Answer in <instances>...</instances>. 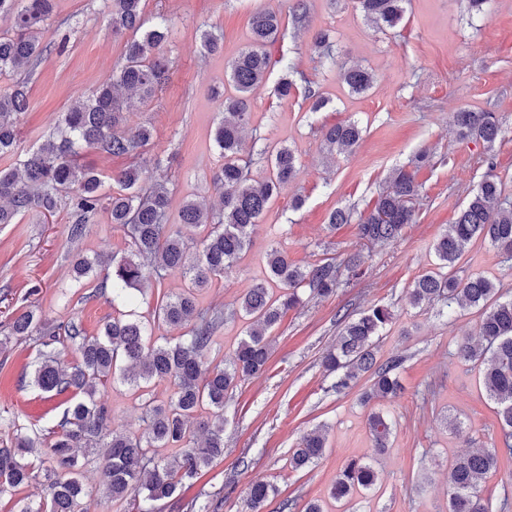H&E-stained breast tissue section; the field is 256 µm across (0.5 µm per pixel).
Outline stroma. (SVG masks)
Returning a JSON list of instances; mask_svg holds the SVG:
<instances>
[{"label":"stroma","instance_id":"1","mask_svg":"<svg viewBox=\"0 0 512 512\" xmlns=\"http://www.w3.org/2000/svg\"><path fill=\"white\" fill-rule=\"evenodd\" d=\"M291 0H144L145 19L164 14L170 37L164 47L169 79L155 98L129 113L131 125H148L153 137L144 155L160 161L154 174L174 191L171 212L184 196L215 205L210 182L222 164L214 146L218 102L211 89L224 82L228 58L238 54L249 36V19L260 6L287 12ZM305 27L288 29L269 48L272 67L251 99L252 122L244 141L261 134L268 145H287L298 158L297 173L263 218L254 246L224 278L213 280L199 299L203 304H232L264 278L263 255L273 246L307 267L327 257L337 261L361 257V275L342 272L336 292L326 298L304 297L275 330L276 345L267 371L238 385L224 410V459L196 483L166 502L163 512H186L205 493L222 490L217 512H248L253 482L273 483L278 493L263 512H279L282 500L304 507L323 503L325 512H448L449 473L453 460L472 448L497 445L500 420L471 364L456 356L458 341L473 333L476 309L447 308L432 301L413 306L414 281L433 268L434 245L448 224L487 178L501 180L512 196V0H491L487 15L470 13L467 0H407L402 22L378 30L355 0H307ZM331 30L336 61L320 63L316 33ZM224 38V50L204 53L201 34ZM50 50L29 79V108L18 117L21 148L42 143L61 112L111 82L122 62L123 39L113 37L102 0H54L50 25L42 32ZM288 60L314 81L327 99L319 112L308 110L301 91L280 98L276 86L281 60ZM359 65L374 83L365 94L350 93L338 74L341 65ZM462 109L496 112L504 133L493 148L459 139L453 116ZM351 120L362 139L351 154L329 156L322 126ZM427 160L416 164L418 153ZM413 172L420 186L415 220L389 245L367 248L357 224L327 227L330 213L344 208L354 215L374 210L395 169ZM301 206H294V198ZM70 216L57 212L43 218L27 214L0 225V322L23 307L45 318L82 321L88 333L127 310L111 294L83 301L93 281L77 284L71 276L76 253L124 254L128 239L99 212L79 241L68 235ZM459 276L480 274L499 282L503 299H512V261L482 240L465 248ZM396 314L377 342V359L401 358L402 390L381 408L394 423L392 446L374 448L368 428L369 409L361 404L368 378L336 392V375L321 359L336 341L343 314L374 306ZM39 346L34 337H15L0 346V417L48 425L65 407V396L50 397L30 384ZM98 399L115 421L141 431L139 401L125 386L100 388ZM460 422L454 434L449 421ZM322 426L327 430L323 457L294 472L288 456L301 436ZM371 463L378 480L370 492L337 506L329 496L340 467L349 459ZM482 497L489 512L512 500V455L500 453L496 472L484 480Z\"/></svg>","mask_w":512,"mask_h":512}]
</instances>
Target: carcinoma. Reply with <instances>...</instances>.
I'll use <instances>...</instances> for the list:
<instances>
[{
	"label": "carcinoma",
	"instance_id": "obj_1",
	"mask_svg": "<svg viewBox=\"0 0 512 512\" xmlns=\"http://www.w3.org/2000/svg\"><path fill=\"white\" fill-rule=\"evenodd\" d=\"M143 0H103L112 35L127 37L123 61L112 82L61 113L39 147L17 151L16 120L28 107L27 82H16L8 93L0 92V155L15 158L13 167L0 169V224L38 213L45 217L59 210L69 212L70 239H81L89 221L101 210L110 213L129 238L127 253L89 258L77 254L72 263L78 283L112 268V297L131 306L135 293L162 285L167 274L178 270L186 286L175 294L158 296L156 305L143 315L134 310L112 318L90 335L75 319L54 324L34 309L13 317L5 338L35 336L40 346L31 374L32 383L45 394L68 395L59 420L46 430L8 421L10 444L0 447V495L41 481L43 500L26 504L19 512H95L97 501L86 487L83 467L92 464L100 472L103 496L121 504L123 512H158L156 504L174 498L183 485L206 474L224 459V408L229 393L242 381L266 370L273 352L271 331L282 315L295 307L300 292L326 297L339 286L340 267L332 261L307 269L296 266L279 247L266 251L267 279L254 284L230 307L200 305L197 292L237 263L252 247L257 228L272 199L288 187L296 173L297 156L286 145H263L245 153L240 137L251 118V96L267 79L271 60L267 46L283 39L287 28L272 8H259L250 19L247 45L227 62L225 79L232 93L221 100L222 110L214 136L224 164L211 178L221 192L217 208H205L186 198L178 222L170 223L173 190L153 179L150 161L144 159L110 177L112 188L96 171L77 163L86 148L112 156L139 155L152 138L147 125L131 127L126 115L136 103L155 97L169 79L162 47L170 25L160 15L146 28ZM364 15L385 28L402 20L406 0H357ZM53 0H0V21H11V30L0 32V75L22 74L48 51L39 34L48 25ZM318 55L334 59L330 34L315 37ZM296 71L284 66L277 92L288 97L296 88ZM341 79L351 92L372 88L373 75L359 66L343 69ZM462 139L483 143L490 150L502 127L496 113L462 110L455 115ZM326 149L351 153L359 145L362 130L347 121L321 129ZM267 161V176L258 182L251 166ZM419 185L413 174L399 170L379 197L370 214L359 219L358 232L366 246L396 241L414 220V200ZM200 235L195 246L193 232ZM483 239L512 256V204L503 198L502 182L484 180L435 245L437 270L417 278L410 293L418 306L434 299L447 305L476 308L480 312L478 339L459 342L456 355L480 367L482 384L498 405L501 441L512 452V299L502 301L499 288L482 275L460 278L454 269L464 248ZM243 322L242 337L232 356L215 364L209 354L229 320ZM395 319L385 306H375L356 318L344 320L336 343L322 357V366L338 374L336 389L343 390L368 374L372 383L362 396L368 405L394 396L401 386L397 369L402 359L380 364L375 338ZM185 329L173 342L152 338L151 327ZM71 348L79 360L61 363L63 350ZM120 382L146 388L167 381L173 393L158 403L141 394L145 427L130 433L116 426L112 413L97 399L99 387ZM204 409L209 417L200 416ZM368 428L374 447L390 445L392 425L381 410L373 409ZM322 430L305 433L288 457L293 471L305 469L324 455ZM175 450L166 457L164 451ZM498 449L478 448L457 457L451 468L452 491L448 512H487L480 484L497 469ZM376 473L370 464L350 459L340 469L330 495L338 502L371 489ZM277 492L267 481L254 482L248 492L251 512H261Z\"/></svg>",
	"mask_w": 512,
	"mask_h": 512
}]
</instances>
